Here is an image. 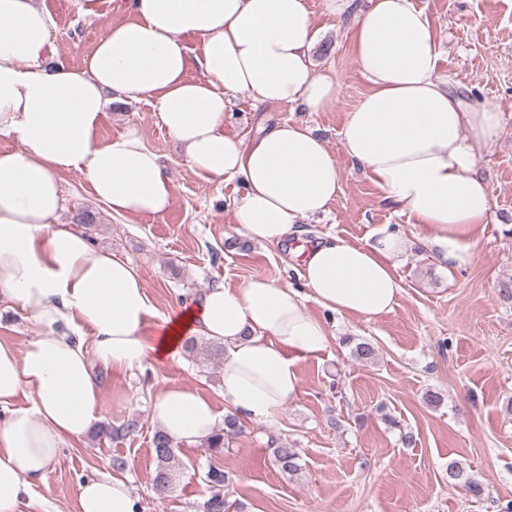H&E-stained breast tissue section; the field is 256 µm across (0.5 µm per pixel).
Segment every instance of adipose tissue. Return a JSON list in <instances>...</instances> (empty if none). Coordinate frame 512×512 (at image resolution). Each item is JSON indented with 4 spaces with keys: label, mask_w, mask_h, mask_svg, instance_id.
<instances>
[{
    "label": "adipose tissue",
    "mask_w": 512,
    "mask_h": 512,
    "mask_svg": "<svg viewBox=\"0 0 512 512\" xmlns=\"http://www.w3.org/2000/svg\"><path fill=\"white\" fill-rule=\"evenodd\" d=\"M354 11V53L370 85L339 132L347 158L365 170L384 203L426 229L440 267L475 258L477 232L493 220L478 166L501 114L461 98L437 75L428 16L412 0H369ZM132 18L106 25L84 66L56 54L54 20L37 0H0V302L36 327L24 350L0 341V512H21L46 482L60 448L101 417L98 370L126 371L177 358L187 341L223 343L219 388L242 421L274 423L299 391V359L329 349L328 325L308 310L368 320L393 311L401 231L382 228L356 244L336 235L295 244L302 221L325 215L341 173L324 140L291 120L244 142L224 131L230 95L256 104L330 108L336 74L315 71L317 38L306 0H124ZM200 39L189 49L184 36ZM199 67L204 79L188 72ZM156 100L158 118L204 179L239 181L232 201L239 233L263 246H289L305 290L264 277L183 299L155 330L136 267L63 224L61 176L76 171L112 214L158 217L172 203L159 155L136 129L108 141L97 133L111 102ZM152 420L174 445H195L221 427L199 390L171 386ZM79 512H139L122 478L80 484Z\"/></svg>",
    "instance_id": "obj_1"
}]
</instances>
